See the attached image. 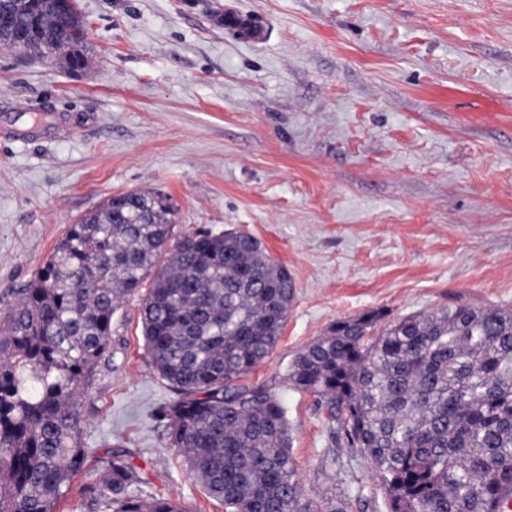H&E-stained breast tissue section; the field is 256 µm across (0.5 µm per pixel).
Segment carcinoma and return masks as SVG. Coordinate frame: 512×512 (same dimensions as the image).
<instances>
[{
	"mask_svg": "<svg viewBox=\"0 0 512 512\" xmlns=\"http://www.w3.org/2000/svg\"><path fill=\"white\" fill-rule=\"evenodd\" d=\"M218 23L246 37L232 12ZM36 56L88 64L87 30L66 0H5L0 35ZM178 208L160 191L111 196L69 226L0 316V512H56L86 466L83 397L109 348L112 315L142 296L144 343L176 397L168 446L225 512H340L301 503L287 411L248 381L275 349L294 300L288 270L234 230L172 241ZM371 312L305 347L288 382L324 400L351 454L378 473L388 512H509L512 312L458 303L379 330ZM114 452L79 494L89 512H183L141 497Z\"/></svg>",
	"mask_w": 512,
	"mask_h": 512,
	"instance_id": "carcinoma-1",
	"label": "carcinoma"
}]
</instances>
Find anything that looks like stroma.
I'll list each match as a JSON object with an SVG mask.
<instances>
[{
	"instance_id": "stroma-1",
	"label": "stroma",
	"mask_w": 512,
	"mask_h": 512,
	"mask_svg": "<svg viewBox=\"0 0 512 512\" xmlns=\"http://www.w3.org/2000/svg\"><path fill=\"white\" fill-rule=\"evenodd\" d=\"M88 67L0 51V313L86 211L153 190L175 236L234 229L295 298L250 376L284 403L304 499L387 512L366 459L286 379L331 324L461 299L512 311V0H77ZM252 22L242 37L214 22ZM140 295L112 317L82 408L96 455L127 452L144 495L224 512L167 446L172 393Z\"/></svg>"
}]
</instances>
